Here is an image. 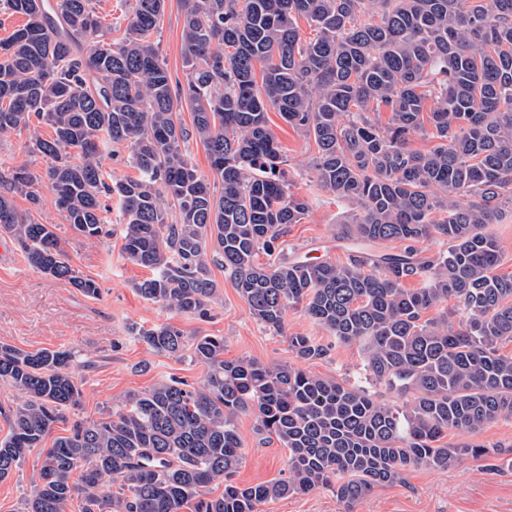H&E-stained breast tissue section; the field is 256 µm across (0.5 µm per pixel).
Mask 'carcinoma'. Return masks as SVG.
Listing matches in <instances>:
<instances>
[{
    "mask_svg": "<svg viewBox=\"0 0 512 512\" xmlns=\"http://www.w3.org/2000/svg\"><path fill=\"white\" fill-rule=\"evenodd\" d=\"M164 6L129 0L114 47L90 0H0L27 17L0 42V133L51 126V138L28 148L51 159L45 178L77 235H111L101 199L117 197L125 257L152 272L134 283L141 297L205 318L219 265L267 328L281 332L302 305L336 343L359 344L367 384L306 371L331 350L309 336L288 338L299 363L274 366L224 359L222 336L133 325L157 353L190 352L202 381L161 380L113 417L73 422L45 449L80 402L75 352L1 344L0 383L20 400L0 440V480L40 448L26 512H67L76 498L83 512H180L190 502L194 512H258L321 487L349 505L410 468L491 456L481 443L444 438L512 417V353L502 352L512 342V274L496 273L501 249L486 232L512 206V0H184V85L151 39ZM300 18L315 38L302 37ZM184 101L219 192L183 152ZM271 108L314 140L318 188L353 206L336 229L344 263L256 262L309 211L291 191ZM380 112L390 113L384 126ZM428 127L437 143L414 148ZM112 146L128 150L137 177L104 181L101 153ZM37 180L23 167L12 174L35 207ZM0 236L33 269L99 297L54 225L4 195ZM410 279L420 287H405ZM247 413L288 450L286 476L234 480L235 419ZM213 483L224 492L204 497Z\"/></svg>",
    "mask_w": 512,
    "mask_h": 512,
    "instance_id": "obj_1",
    "label": "carcinoma"
}]
</instances>
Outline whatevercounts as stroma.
<instances>
[{
    "label": "stroma",
    "instance_id": "35a3bbf8",
    "mask_svg": "<svg viewBox=\"0 0 512 512\" xmlns=\"http://www.w3.org/2000/svg\"><path fill=\"white\" fill-rule=\"evenodd\" d=\"M183 16L182 0H166L154 36L172 79L179 81L187 74ZM268 118L288 159L292 190L310 206L304 223L291 225L280 239L279 253L345 262L347 253L336 240V226L347 219L350 207L313 182L309 161L316 153L314 142L287 125L276 110H269ZM29 139L25 130L0 134V195L8 196L19 210L29 209L24 193L13 189L10 174L24 167L37 175V219L54 225L69 263L101 289L99 297L90 298L66 281L36 272L15 242L0 237V344L28 352L71 348L77 353L72 371L82 392L81 403L70 411L68 422L53 428L52 437L68 435L72 421L118 412L127 394L148 390L159 380L176 377L196 383L202 379L203 366L190 358L156 353L130 336L128 329L133 324L150 328L173 323L191 336H220L225 359L277 365L295 361L288 347L289 336H309L330 345L331 353L308 363L307 371L344 383L362 381L364 362L359 345L333 344L331 336L300 308L288 312L283 333L263 327L221 267L211 269L219 285L211 318L182 316L142 299L133 284L149 277L150 272L124 257L122 235L116 228L118 200H109L105 214L114 227L111 237L87 240L76 235L57 208L49 182L42 178L49 160L29 152ZM236 427L243 444L236 482L250 486L281 478L287 468V450L276 438L257 433L254 415H240ZM478 440L501 454L498 468H489L487 459L468 457L447 471L409 469L402 480L376 488L351 507L338 499L334 490L323 487L267 501L259 512H512V418L488 425ZM40 465L39 450H32L19 470L0 480V512H24L26 498L40 482Z\"/></svg>",
    "mask_w": 512,
    "mask_h": 512
}]
</instances>
